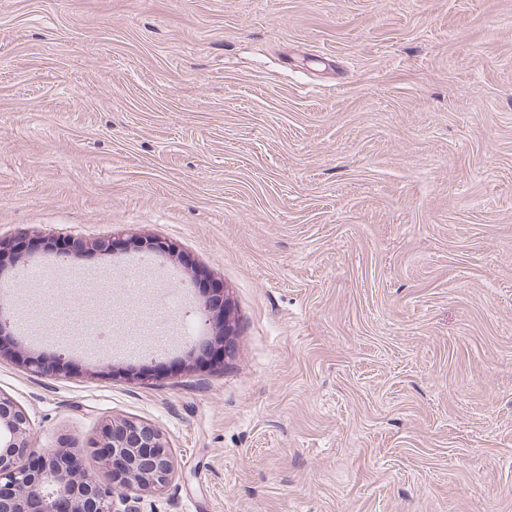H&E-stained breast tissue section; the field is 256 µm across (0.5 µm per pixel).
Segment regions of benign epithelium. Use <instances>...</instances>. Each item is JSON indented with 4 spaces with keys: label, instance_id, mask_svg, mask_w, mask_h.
Returning <instances> with one entry per match:
<instances>
[{
    "label": "benign epithelium",
    "instance_id": "benign-epithelium-1",
    "mask_svg": "<svg viewBox=\"0 0 512 512\" xmlns=\"http://www.w3.org/2000/svg\"><path fill=\"white\" fill-rule=\"evenodd\" d=\"M140 253L157 256L171 246L155 237L134 241ZM29 420L0 395V512H112V501L132 484L160 489L172 477L170 448L153 426L109 421L100 431L99 460L112 472V486L100 485L75 453L40 454L30 446Z\"/></svg>",
    "mask_w": 512,
    "mask_h": 512
}]
</instances>
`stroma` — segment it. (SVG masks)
<instances>
[{
    "instance_id": "35a3bbf8",
    "label": "stroma",
    "mask_w": 512,
    "mask_h": 512,
    "mask_svg": "<svg viewBox=\"0 0 512 512\" xmlns=\"http://www.w3.org/2000/svg\"><path fill=\"white\" fill-rule=\"evenodd\" d=\"M142 236L230 353L10 336L33 448L107 485L155 426L144 512H512V0H0V241Z\"/></svg>"
}]
</instances>
